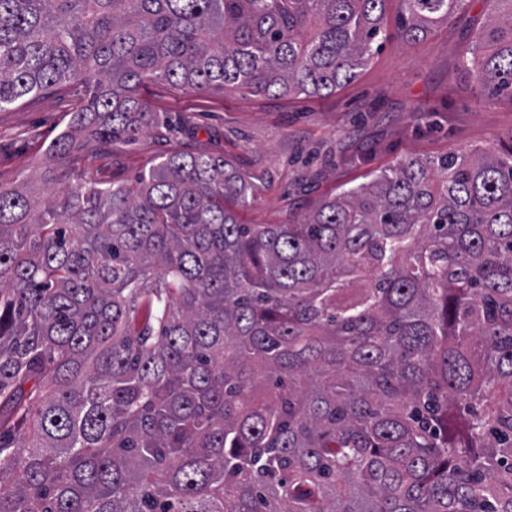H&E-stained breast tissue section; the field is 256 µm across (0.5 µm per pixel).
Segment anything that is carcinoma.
I'll return each mask as SVG.
<instances>
[{"label":"carcinoma","mask_w":512,"mask_h":512,"mask_svg":"<svg viewBox=\"0 0 512 512\" xmlns=\"http://www.w3.org/2000/svg\"><path fill=\"white\" fill-rule=\"evenodd\" d=\"M465 0H399L415 41ZM388 0H0V110L147 81L332 93ZM472 72L512 98V0ZM0 187V512H512V144L409 159L298 224L173 152L134 185Z\"/></svg>","instance_id":"1"}]
</instances>
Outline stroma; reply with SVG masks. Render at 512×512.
Returning <instances> with one entry per match:
<instances>
[{
  "label": "stroma",
  "instance_id": "stroma-1",
  "mask_svg": "<svg viewBox=\"0 0 512 512\" xmlns=\"http://www.w3.org/2000/svg\"><path fill=\"white\" fill-rule=\"evenodd\" d=\"M397 0L383 18L389 37L351 83L321 96L255 95L167 83L137 96L156 116L134 143L77 138L63 167L86 184H131L175 152L207 153L258 186L245 224H294L323 199L410 158L475 149L512 138V98H487L464 61L490 0L462 9L418 40L397 34ZM81 103L71 85L0 110V186L14 188L49 164V146Z\"/></svg>",
  "mask_w": 512,
  "mask_h": 512
}]
</instances>
